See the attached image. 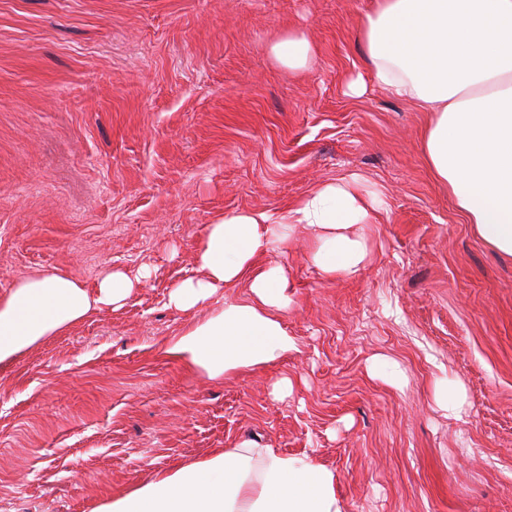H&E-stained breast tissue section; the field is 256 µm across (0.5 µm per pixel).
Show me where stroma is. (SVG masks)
Masks as SVG:
<instances>
[{
  "label": "stroma",
  "instance_id": "stroma-1",
  "mask_svg": "<svg viewBox=\"0 0 512 512\" xmlns=\"http://www.w3.org/2000/svg\"><path fill=\"white\" fill-rule=\"evenodd\" d=\"M373 5L0 0V293L37 271L148 273L0 364V512H97L245 439L333 471L342 512H512V257L432 176L430 113L371 85ZM291 31L310 69L271 55ZM354 175L382 198L358 273L314 266L309 228L257 258L285 268L297 351L221 381L167 353L203 316L167 302L206 225Z\"/></svg>",
  "mask_w": 512,
  "mask_h": 512
}]
</instances>
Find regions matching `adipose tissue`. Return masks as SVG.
Returning a JSON list of instances; mask_svg holds the SVG:
<instances>
[{
    "label": "adipose tissue",
    "instance_id": "ef3b65f1",
    "mask_svg": "<svg viewBox=\"0 0 512 512\" xmlns=\"http://www.w3.org/2000/svg\"><path fill=\"white\" fill-rule=\"evenodd\" d=\"M375 84L434 119L423 140L427 164L477 234L512 256V0H375L361 22ZM273 57L310 66L302 32L281 36ZM378 193L355 177L308 192L277 216L240 211L207 225L197 276L168 304L208 308L167 347L209 378L275 362L295 350L280 315L292 300L280 264L257 266L271 245L287 246L298 226L317 232L310 259L325 275H352L369 255L365 224ZM246 282L248 301L213 308L225 288ZM141 275L103 271L95 288L61 273H36L0 294V363L59 335L102 307H121ZM100 512H341L336 477L312 456H290L245 440L209 459L162 473L101 506Z\"/></svg>",
    "mask_w": 512,
    "mask_h": 512
}]
</instances>
